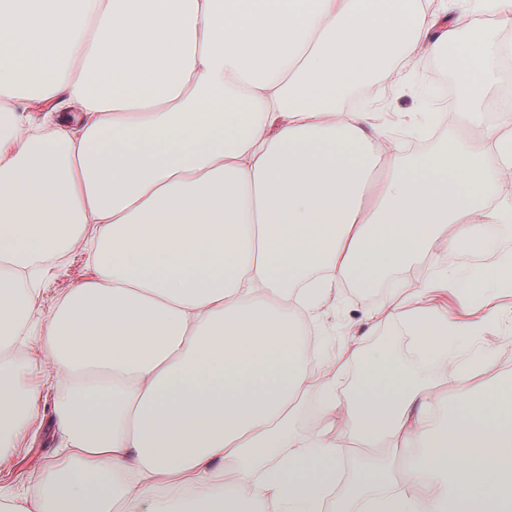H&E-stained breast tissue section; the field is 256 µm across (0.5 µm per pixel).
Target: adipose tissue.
Masks as SVG:
<instances>
[{
	"instance_id": "ef3b65f1",
	"label": "adipose tissue",
	"mask_w": 512,
	"mask_h": 512,
	"mask_svg": "<svg viewBox=\"0 0 512 512\" xmlns=\"http://www.w3.org/2000/svg\"><path fill=\"white\" fill-rule=\"evenodd\" d=\"M512 0H0V457L42 400L9 351L28 322L65 389L37 512H512V377L463 367L449 405L385 351L346 342L315 377L298 328L348 280L368 288L420 255L430 275L371 309L447 367L460 331L420 302H483L512 255L449 277L512 182V101L480 113L499 42L475 20ZM455 45L474 126L419 174L353 87L406 88ZM39 78L43 119L17 93ZM497 149L496 168L480 160ZM91 276L42 309V263L79 246ZM359 361L350 393L336 378ZM316 399V425L295 412ZM404 454L403 477L348 451Z\"/></svg>"
}]
</instances>
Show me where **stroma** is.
Segmentation results:
<instances>
[{"instance_id": "stroma-1", "label": "stroma", "mask_w": 512, "mask_h": 512, "mask_svg": "<svg viewBox=\"0 0 512 512\" xmlns=\"http://www.w3.org/2000/svg\"><path fill=\"white\" fill-rule=\"evenodd\" d=\"M425 75L415 78L410 89L401 90L379 84L360 91V107L374 105L378 99L388 101L390 109L381 118L390 129L401 131L409 124H423L434 108L433 95L437 79L444 72L442 59H433L424 67ZM471 128L466 118H453L434 136H413L411 146L405 147L403 164L406 169H415L419 163L454 140H466ZM429 265L421 259L411 266L393 272L391 279L397 287L415 288ZM91 269L87 255L81 248H74L62 257L46 263L40 303L43 309L54 307L58 301L79 281L87 278ZM388 279V280H391ZM388 280L379 279L369 289L357 283L340 285L337 302L327 304L322 314L311 323H303L302 331L313 349L334 352L350 335L363 331L365 316L371 307L383 301L390 293ZM500 309L498 321L490 326L480 323L482 311L468 306L465 297L439 291L433 295L431 307L446 313L449 323L469 324L467 336L459 344L465 353H477L492 359L493 364L484 374L487 381L512 376V288L500 292L492 299ZM408 339L402 325L396 322L381 325L371 336L365 337L366 348H383L389 351L397 365L409 375L423 380L447 381L449 397H456L457 380L453 373L430 367L415 360L408 351ZM18 363L35 369L37 379L46 383V397L41 405V416L35 434L29 435L25 446L18 454L0 461V490L24 497L30 494L33 484L28 481L30 473L47 477L52 464L54 448V401L58 388L54 381L53 367L43 359L39 337H31L16 354Z\"/></svg>"}]
</instances>
